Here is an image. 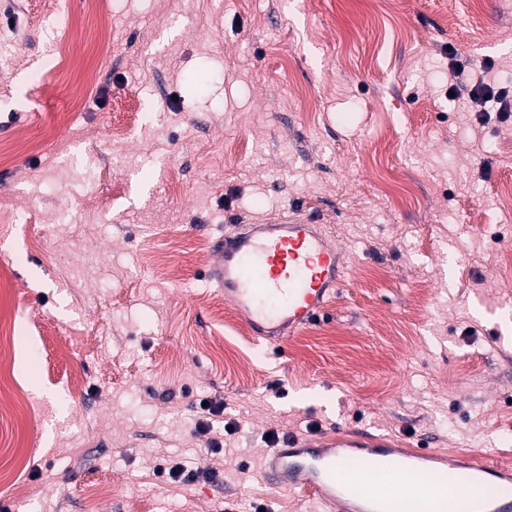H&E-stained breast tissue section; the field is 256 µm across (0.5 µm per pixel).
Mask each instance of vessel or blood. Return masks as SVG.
Returning <instances> with one entry per match:
<instances>
[{"label": "vessel or blood", "instance_id": "b4317fda", "mask_svg": "<svg viewBox=\"0 0 512 512\" xmlns=\"http://www.w3.org/2000/svg\"><path fill=\"white\" fill-rule=\"evenodd\" d=\"M215 281L258 344L284 350L295 332L327 310L344 282L339 248L308 214L264 224L226 226L215 245ZM442 455L399 446L390 438L339 433L305 440L288 436L260 459L264 479L298 490L332 512H512V497L469 498L432 478ZM471 480L512 481V469L476 456L464 458Z\"/></svg>", "mask_w": 512, "mask_h": 512}]
</instances>
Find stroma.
<instances>
[{
  "label": "stroma",
  "instance_id": "1",
  "mask_svg": "<svg viewBox=\"0 0 512 512\" xmlns=\"http://www.w3.org/2000/svg\"><path fill=\"white\" fill-rule=\"evenodd\" d=\"M51 7L0 0V347L29 395L0 381L1 505L322 512L266 484L268 432L512 467V116L468 103L512 88V0H112L106 30L96 0H61L74 28ZM299 208L346 280L283 362L206 272L225 225ZM495 89L496 88L490 84L480 82L471 89L470 97L476 105H482L488 101L496 100L497 103L500 104L501 112H508L509 103L511 106V95L509 99L510 91L504 87Z\"/></svg>",
  "mask_w": 512,
  "mask_h": 512
}]
</instances>
